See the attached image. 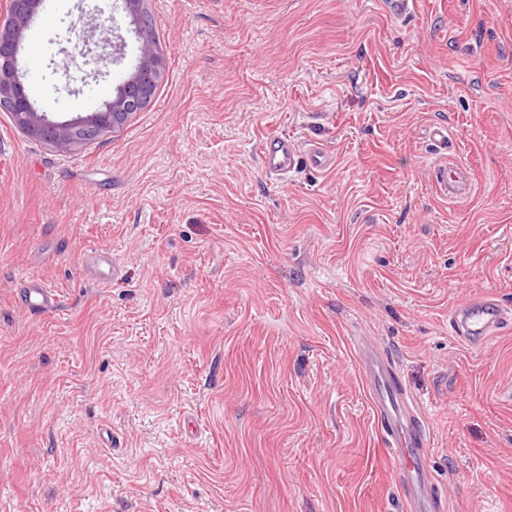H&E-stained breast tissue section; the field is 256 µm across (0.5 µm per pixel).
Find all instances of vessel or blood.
<instances>
[{"instance_id":"b4317fda","label":"vessel or blood","mask_w":512,"mask_h":512,"mask_svg":"<svg viewBox=\"0 0 512 512\" xmlns=\"http://www.w3.org/2000/svg\"><path fill=\"white\" fill-rule=\"evenodd\" d=\"M261 163L266 173L285 176L304 165L325 169L331 165L332 158L322 147H305L288 137L275 136L264 142ZM438 178L441 187L454 194L461 188L463 172L451 162L439 168ZM87 268L93 277L104 283L117 276L111 253L103 249L91 252ZM19 300L33 314H45L59 306L55 291L39 280L28 281ZM511 320L512 309L491 301L471 299L455 308L451 324L455 333L471 348L479 349L498 336ZM354 350L364 371L366 389L383 432L384 446L404 477L408 512H432L434 479L420 465V457L428 447L422 416L401 385L393 365L374 345L359 339L354 343Z\"/></svg>"}]
</instances>
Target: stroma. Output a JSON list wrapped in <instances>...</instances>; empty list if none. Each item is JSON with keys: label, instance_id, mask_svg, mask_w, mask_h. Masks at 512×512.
Masks as SVG:
<instances>
[{"label": "stroma", "instance_id": "stroma-1", "mask_svg": "<svg viewBox=\"0 0 512 512\" xmlns=\"http://www.w3.org/2000/svg\"><path fill=\"white\" fill-rule=\"evenodd\" d=\"M112 2L25 37L42 111L87 115L136 65ZM94 8L126 42L100 79L70 26ZM148 8L166 72L123 126L62 152L0 111V512H405L358 336L424 413L442 512H512V329L473 349L448 324L512 307V0ZM275 134L334 165L267 176ZM445 156L466 196L437 188ZM32 278L58 311L18 304ZM89 273L101 282H109L116 278L117 268L112 262V254L107 250L92 251L88 257Z\"/></svg>", "mask_w": 512, "mask_h": 512}]
</instances>
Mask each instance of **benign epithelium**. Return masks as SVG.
<instances>
[{
  "mask_svg": "<svg viewBox=\"0 0 512 512\" xmlns=\"http://www.w3.org/2000/svg\"><path fill=\"white\" fill-rule=\"evenodd\" d=\"M42 0H9V19L0 24V109L10 110L14 124L29 137L63 152L122 126L148 101L157 79L165 73V56L144 22L146 0H121L122 10L136 20L135 34L139 59L135 69L116 87L111 99L98 105L84 117L55 121L38 111L23 92L18 55L25 33L40 10ZM123 37L115 26L102 23L84 25L82 42L84 64H112L118 58L112 50Z\"/></svg>",
  "mask_w": 512,
  "mask_h": 512,
  "instance_id": "1",
  "label": "benign epithelium"
}]
</instances>
